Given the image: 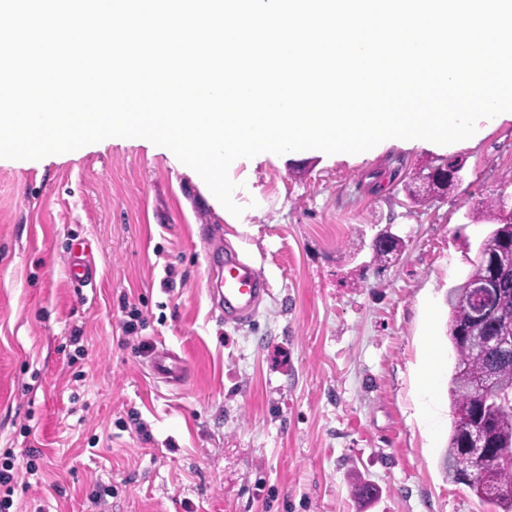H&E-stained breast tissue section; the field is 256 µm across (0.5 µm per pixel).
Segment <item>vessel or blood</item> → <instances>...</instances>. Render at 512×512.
Listing matches in <instances>:
<instances>
[{"label": "vessel or blood", "mask_w": 512, "mask_h": 512, "mask_svg": "<svg viewBox=\"0 0 512 512\" xmlns=\"http://www.w3.org/2000/svg\"><path fill=\"white\" fill-rule=\"evenodd\" d=\"M269 293V283L261 269L246 262L236 251H225L217 291L225 320L239 323L251 320L259 303ZM151 370L156 378L176 382L182 378L185 368L177 353L160 347L154 352Z\"/></svg>", "instance_id": "obj_1"}]
</instances>
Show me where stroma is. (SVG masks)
Masks as SVG:
<instances>
[{"instance_id":"1","label":"stroma","mask_w":512,"mask_h":512,"mask_svg":"<svg viewBox=\"0 0 512 512\" xmlns=\"http://www.w3.org/2000/svg\"><path fill=\"white\" fill-rule=\"evenodd\" d=\"M447 154L463 161L455 188L412 198ZM229 177L243 208L233 220L146 140L0 158L10 512H494L443 466L447 296L491 229L486 203L512 195V112L444 152L263 153L234 161ZM387 226L405 247L380 269L357 244ZM214 233L269 280L251 321L225 322L209 295L223 263L208 251ZM78 237L95 270L82 290L68 272ZM125 300L146 319L134 336ZM162 345L186 362L179 385L149 371ZM430 368L431 438L417 392ZM361 479L379 490L371 503L354 494Z\"/></svg>"}]
</instances>
